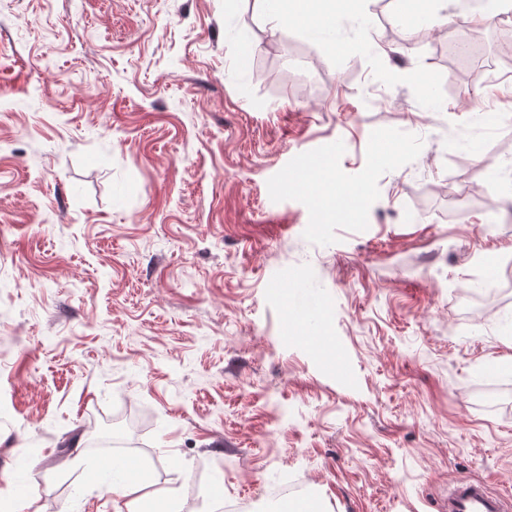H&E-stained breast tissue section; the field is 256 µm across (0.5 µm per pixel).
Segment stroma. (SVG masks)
Instances as JSON below:
<instances>
[{
  "label": "stroma",
  "mask_w": 512,
  "mask_h": 512,
  "mask_svg": "<svg viewBox=\"0 0 512 512\" xmlns=\"http://www.w3.org/2000/svg\"><path fill=\"white\" fill-rule=\"evenodd\" d=\"M440 7L0 0V512L512 491V17ZM325 150L354 206L271 193ZM273 30L281 27H304L330 30L336 24L334 0H263Z\"/></svg>",
  "instance_id": "1"
}]
</instances>
